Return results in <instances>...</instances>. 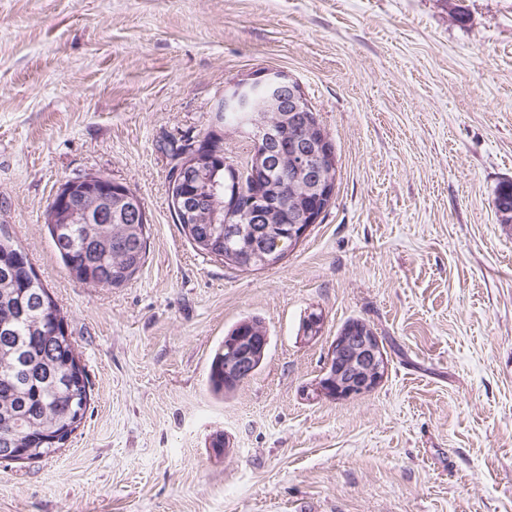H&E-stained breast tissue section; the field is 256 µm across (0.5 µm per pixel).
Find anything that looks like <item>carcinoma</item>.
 <instances>
[{
    "mask_svg": "<svg viewBox=\"0 0 512 512\" xmlns=\"http://www.w3.org/2000/svg\"><path fill=\"white\" fill-rule=\"evenodd\" d=\"M295 159L283 158L272 175L275 204L255 224H239L224 210V193L229 184L224 166H213L197 180L170 188L191 201L185 220L176 216L183 233L196 251L242 272H255L256 258L264 240L283 233L292 224L304 223V212L321 203L307 184L289 178ZM105 193L86 197L82 214L71 224H61L67 243L59 256L68 271L92 288H119L134 278L143 266L148 245L147 225L136 224L112 210V222L91 219L105 206ZM495 209L512 222V181L500 183L494 192ZM20 246L0 231V445L31 448L41 459L49 441L41 442L45 430H63L73 424L77 413L87 412L91 388L86 372H73L80 354L74 342L54 335L56 321H65L60 308L38 277H30L13 264ZM267 334L257 317L239 320L228 335L242 332ZM228 352L224 344L215 350L208 372V388L219 396L232 390L224 387Z\"/></svg>",
    "mask_w": 512,
    "mask_h": 512,
    "instance_id": "carcinoma-1",
    "label": "carcinoma"
}]
</instances>
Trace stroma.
<instances>
[{"instance_id": "1", "label": "stroma", "mask_w": 512, "mask_h": 512, "mask_svg": "<svg viewBox=\"0 0 512 512\" xmlns=\"http://www.w3.org/2000/svg\"><path fill=\"white\" fill-rule=\"evenodd\" d=\"M264 67L296 78L330 133L336 194L283 261L246 273L192 248L169 171L172 148L217 129L225 81ZM89 172L149 218L120 288L74 280L45 225ZM505 179L512 0H0V224L91 382L60 452L0 462V512H512ZM245 316L268 355L215 398L210 357ZM356 318L384 344V380L307 398ZM495 209L500 217L506 221L504 224L512 222V181L500 183L494 192ZM508 212V213H506ZM510 221V222H509Z\"/></svg>"}]
</instances>
